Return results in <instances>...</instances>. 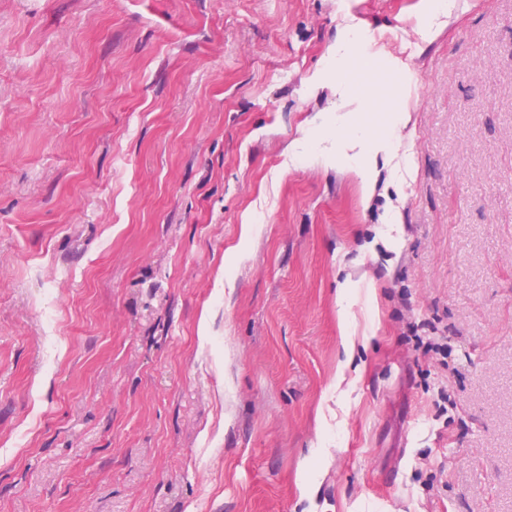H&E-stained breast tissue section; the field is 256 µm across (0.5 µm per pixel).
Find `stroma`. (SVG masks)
I'll return each mask as SVG.
<instances>
[{
	"instance_id": "1",
	"label": "stroma",
	"mask_w": 512,
	"mask_h": 512,
	"mask_svg": "<svg viewBox=\"0 0 512 512\" xmlns=\"http://www.w3.org/2000/svg\"><path fill=\"white\" fill-rule=\"evenodd\" d=\"M426 2L0 0V512H512V0ZM386 107V103L381 100L366 98L361 101L353 112H345L336 115V126L348 127L349 135L340 139L336 136V152L326 148H315L313 151H307L304 147L305 159L310 162L331 163L336 161L338 165L342 160L351 162L361 178L364 186H370L378 164V156L382 152L390 154L391 142L372 138L370 148L364 152L363 145L371 137L369 129L360 119L358 112H373ZM359 149L358 151H355ZM349 151H354L349 154ZM419 326L422 328L425 326V323L423 324H416L415 323H409L408 327L410 330L414 333V337L417 340V346L416 349H419L420 347L424 348V354H427L429 352H436V353H443L446 355V352L448 353V337L447 336H418V328Z\"/></svg>"
}]
</instances>
